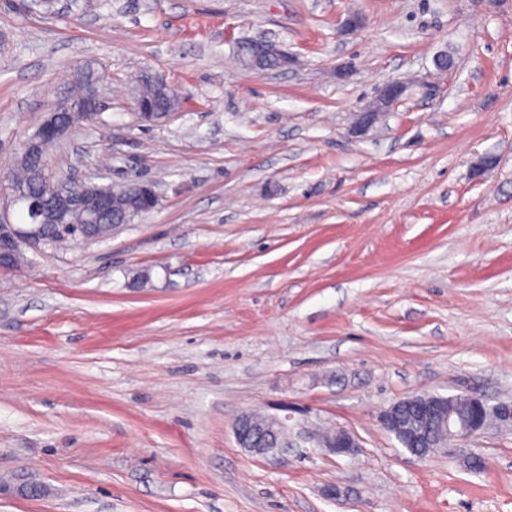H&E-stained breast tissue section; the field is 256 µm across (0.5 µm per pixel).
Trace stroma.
Wrapping results in <instances>:
<instances>
[{"instance_id":"stroma-1","label":"stroma","mask_w":512,"mask_h":512,"mask_svg":"<svg viewBox=\"0 0 512 512\" xmlns=\"http://www.w3.org/2000/svg\"><path fill=\"white\" fill-rule=\"evenodd\" d=\"M242 38L289 66L242 68ZM88 63L103 107L50 172L159 203L0 268V512H512V426L418 459L380 422L512 403V0H0V167ZM251 410L273 454L238 444ZM338 427L352 454L319 447ZM155 79L157 82H162L164 79L159 75H148ZM153 81L139 80L137 98L141 102H146L154 112L159 115L177 110L179 108V101L177 97L172 93L171 89L167 84H160ZM136 101L137 114L142 121L152 122L153 111L146 105L140 104ZM404 93V86L397 81H392L382 85L378 89L376 99L372 106L363 112V120L370 121L379 112L385 111L390 106L400 101ZM275 429L282 432L284 424L275 417L257 411L243 413L233 426L234 435L239 445L255 455L266 454L264 448H277L279 441L274 436H269L264 441V448L258 446L263 436Z\"/></svg>"}]
</instances>
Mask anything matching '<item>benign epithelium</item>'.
<instances>
[{
    "label": "benign epithelium",
    "instance_id": "1",
    "mask_svg": "<svg viewBox=\"0 0 512 512\" xmlns=\"http://www.w3.org/2000/svg\"><path fill=\"white\" fill-rule=\"evenodd\" d=\"M404 86L392 81L378 89L372 106L363 112V120L369 121L375 115L385 111L400 101ZM101 96L98 85L86 86L80 100V110L77 117H68L59 111L47 113L35 134L26 139L20 151L15 155L12 165L41 155L45 143L52 141L60 143L73 132L76 120L91 121L101 107ZM37 181L52 186V192L45 202L37 199L28 201L31 220L27 224H15L8 217V208L19 204L25 195L23 188L9 178L0 177V266L9 267L20 255L22 247H38L49 242L46 229L56 226L65 231L73 228L71 224L63 223L77 211L91 210L96 216L112 212V187L101 186L88 182H80L68 187L55 179L47 167L38 170ZM466 414L460 418L454 414L453 408H444L445 398L431 394H418L401 399L390 406L382 416L384 428L394 434L400 430L398 414L402 409L410 410L415 422L419 424L436 423L445 430L443 441L436 445L438 449L448 447L452 440H467L481 432L489 420L496 418L502 422L512 421V404L500 403L489 405L482 397L465 395ZM283 431L284 424L275 417L257 411H248L237 418L233 430L239 445L255 455L265 454L259 447L263 436L273 430ZM322 447L335 454L346 455L358 447L354 436L343 428L336 429L333 436L321 442Z\"/></svg>",
    "mask_w": 512,
    "mask_h": 512
}]
</instances>
